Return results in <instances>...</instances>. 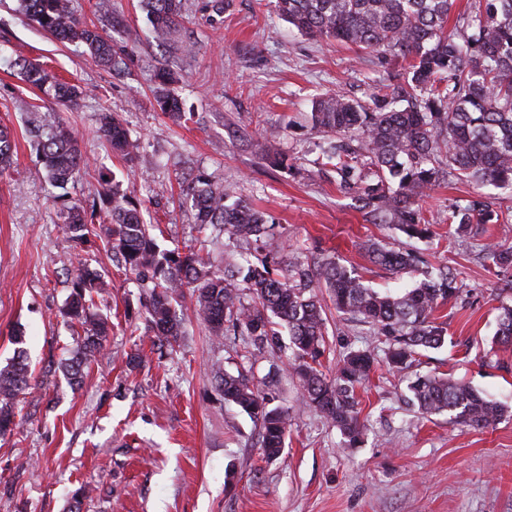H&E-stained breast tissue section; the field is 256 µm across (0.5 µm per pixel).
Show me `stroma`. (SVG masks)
Here are the masks:
<instances>
[{
	"label": "stroma",
	"mask_w": 512,
	"mask_h": 512,
	"mask_svg": "<svg viewBox=\"0 0 512 512\" xmlns=\"http://www.w3.org/2000/svg\"><path fill=\"white\" fill-rule=\"evenodd\" d=\"M94 3L76 0L114 49L128 54L124 75L22 20L17 0H0V124L17 140L14 164L0 176V366L13 357V336L21 332L33 372L18 403L19 425L0 436V512H67L83 485L93 493L82 512H512V416L483 430L423 416L407 400L409 375L381 364L359 390L364 439L346 448L336 428L302 402L289 352H252L240 336L216 343L187 310L179 348L155 351L136 283L103 242L83 249L65 237L57 191L25 137L33 107L57 113L90 159L69 187L71 200L96 198L97 173L110 169L146 217L160 220L168 248L197 235L178 195L202 169L272 218L279 265L321 254L383 290L414 277L371 262L367 245L416 248L433 266L448 268L459 292L436 312L447 343L424 351L413 371L445 373L512 403V349H492L499 308L512 305L504 291L512 269L495 268L478 253L482 243H512V223L484 225L475 240L459 237L448 210L477 188L454 181L423 198L431 238L409 240L373 223L314 151L313 99L339 93L366 100L386 65L343 43L301 36L269 0H224L220 11L211 0H185L195 47L173 57L157 48L139 0H111L105 14ZM21 59L84 85L88 96L76 109L41 99L24 80ZM170 62L181 71L173 92L196 122L174 125L153 99L154 73ZM100 112L115 113L140 137L134 162L105 150L96 133ZM270 143L287 167L263 160ZM82 262L112 282V336L73 385L58 368L76 348L60 311ZM323 304L322 370L329 374L341 353L375 339L368 325L338 316L331 299ZM135 353L143 361L132 367ZM246 360L256 377L273 368L280 375L275 403L287 408L290 427L272 462L263 456L258 425L226 404L211 381L212 366L233 373Z\"/></svg>",
	"instance_id": "stroma-1"
}]
</instances>
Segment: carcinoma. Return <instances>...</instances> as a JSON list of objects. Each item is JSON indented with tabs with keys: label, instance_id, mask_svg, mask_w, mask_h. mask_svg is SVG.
I'll use <instances>...</instances> for the list:
<instances>
[{
	"label": "carcinoma",
	"instance_id": "cac0c4a2",
	"mask_svg": "<svg viewBox=\"0 0 512 512\" xmlns=\"http://www.w3.org/2000/svg\"><path fill=\"white\" fill-rule=\"evenodd\" d=\"M454 0H275V8L297 32L312 39H333L372 53L384 63L407 62L402 79L379 82L369 100L351 101L339 94L313 104V126L322 135L320 153L341 175L344 189L380 224H391L409 238L427 232L419 201L449 178L490 185L512 194V0H479L466 17L467 32L448 29ZM161 47L193 50L183 0H140ZM19 12L64 42L82 46L99 65L119 74L127 56L115 51L99 28L83 19L74 0H19ZM26 80L42 94L72 108L87 92L60 80L33 62L20 63ZM177 72L164 70L153 88L164 115L178 124L193 119L184 112L171 86ZM101 140L118 158L134 162L140 142L110 112L97 114ZM42 160L45 177L61 201L59 217L71 241L91 245L105 234L121 267L134 275L142 291L147 332L158 350L173 348L182 333L175 305L190 301L196 318L221 344L228 334L247 337L257 351L282 347L279 327L288 332L291 368L302 383L307 405L335 427L347 448L362 443L364 425L356 390L369 380L379 361L397 370L416 356L439 349L446 327L436 321L437 308L454 297V279L433 268L411 288L379 292L332 262L272 268L263 252L274 239L273 225L250 203L235 197L216 178L200 172L187 188L199 232L212 227L241 248L255 247L257 260L227 261L220 266L205 240L163 249L158 224L146 222L141 203L119 189L113 176L99 172L102 192L90 205L68 202V185L88 168L78 139L56 115H38L27 129ZM15 139L0 127V172L9 168ZM502 215L480 201L448 214L462 237L481 224H500ZM485 258L499 269L512 268V245L488 244ZM373 262L396 274L424 263L412 250L373 247ZM327 288L336 311L369 325L377 338L372 349L351 350L336 362L334 373L321 370L326 351L323 307L316 288ZM110 284L81 264L71 280L62 309L64 321L78 336L76 357L62 365L73 381L106 348L111 320L99 305L110 297ZM492 344L512 348V306L500 307ZM30 366L18 351L0 368V433L15 426L18 396L30 385ZM216 390L259 425L265 457L274 461L285 448L288 411L272 405L274 397L240 371L230 375L213 367ZM423 414H448L458 425L487 429L509 413V406L484 391L445 376L418 375L408 386Z\"/></svg>",
	"mask_w": 512,
	"mask_h": 512
}]
</instances>
